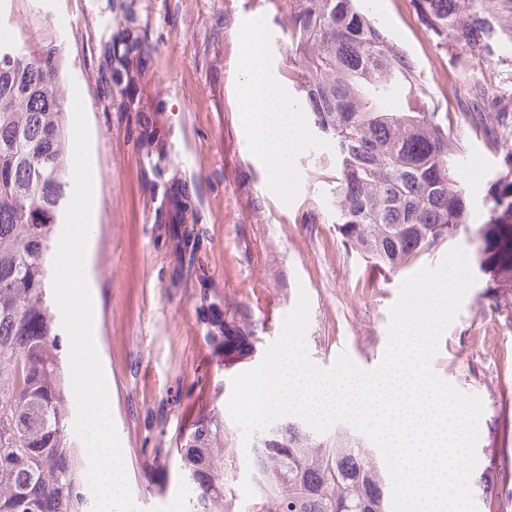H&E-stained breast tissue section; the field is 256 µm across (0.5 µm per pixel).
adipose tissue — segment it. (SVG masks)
I'll list each match as a JSON object with an SVG mask.
<instances>
[{
	"mask_svg": "<svg viewBox=\"0 0 512 512\" xmlns=\"http://www.w3.org/2000/svg\"><path fill=\"white\" fill-rule=\"evenodd\" d=\"M242 62L247 90L244 98L245 122L257 153L264 157L280 182L288 180V160L305 139L291 103L276 93L266 69V48L261 30L244 37Z\"/></svg>",
	"mask_w": 512,
	"mask_h": 512,
	"instance_id": "obj_1",
	"label": "adipose tissue"
}]
</instances>
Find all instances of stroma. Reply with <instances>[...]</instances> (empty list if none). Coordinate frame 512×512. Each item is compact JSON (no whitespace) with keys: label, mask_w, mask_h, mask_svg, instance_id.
<instances>
[{"label":"stroma","mask_w":512,"mask_h":512,"mask_svg":"<svg viewBox=\"0 0 512 512\" xmlns=\"http://www.w3.org/2000/svg\"><path fill=\"white\" fill-rule=\"evenodd\" d=\"M360 3L414 70L418 93L394 108L454 115L450 132L463 146L454 165L470 202L468 230L389 275L342 247L334 149L314 126L289 161L285 187L251 145L241 112L245 31L260 27L276 90L293 102L299 96L286 78L284 0H137L152 46L140 88L152 108L146 116L118 111L105 98L100 45L116 29L113 0H0V36L60 46L65 92L80 93L84 103L94 183L92 332L141 512H188L180 438L206 404L226 408L232 377L263 360L299 291L310 301V359L327 367L345 350L357 367L371 370L383 358L401 283L439 265L455 246L465 249L475 283L431 366L482 402L470 479L478 512H512V502L485 496L486 487L512 478V310L495 306L471 232L488 220L498 159L457 120L477 84L493 97L490 112H512V26L491 58L465 65L456 63L455 47L427 32L413 0ZM146 127L159 145L151 156L140 148ZM171 181L182 196L157 208V193ZM226 300L248 311L257 338L251 356L229 369L203 339L209 303ZM224 429L241 460L230 480L234 509L251 512V448L232 420Z\"/></svg>","instance_id":"obj_1"}]
</instances>
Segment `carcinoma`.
I'll return each mask as SVG.
<instances>
[{
	"label": "carcinoma",
	"mask_w": 512,
	"mask_h": 512,
	"mask_svg": "<svg viewBox=\"0 0 512 512\" xmlns=\"http://www.w3.org/2000/svg\"><path fill=\"white\" fill-rule=\"evenodd\" d=\"M427 31L478 61L504 29L501 0H414ZM135 0H115L117 30L103 43L106 96L122 112H148L138 92L151 47ZM288 81L334 147L336 231L379 272H396L453 237L468 212L452 159L462 145L438 112H393L398 89L413 94L412 66L359 0H285ZM59 47L0 41V512H89L81 460L70 436L74 395L65 385L49 301L52 243L72 198L71 131ZM476 90L461 119L497 151L512 139V113L486 124ZM490 219L475 231L492 281L512 284V151L503 153ZM205 342L233 366L251 354L247 312L224 306ZM181 470L190 512H233L226 478L239 466L216 404L184 436ZM252 512H390L389 476L362 442L321 438L298 422L266 428L253 443Z\"/></svg>",
	"instance_id": "cac0c4a2"
}]
</instances>
